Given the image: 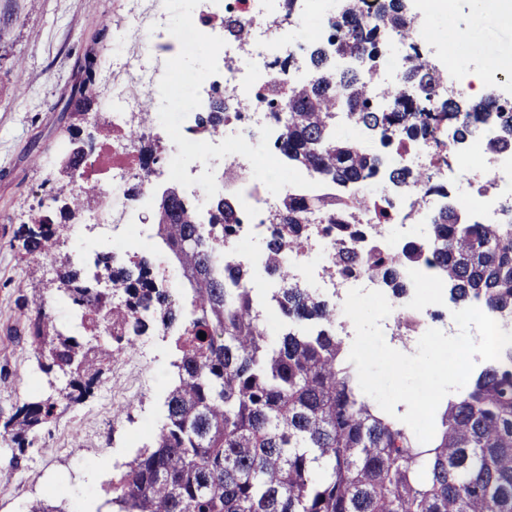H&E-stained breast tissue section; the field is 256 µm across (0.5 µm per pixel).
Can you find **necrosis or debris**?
I'll return each instance as SVG.
<instances>
[{
    "instance_id": "4bbe7bcc",
    "label": "necrosis or debris",
    "mask_w": 512,
    "mask_h": 512,
    "mask_svg": "<svg viewBox=\"0 0 512 512\" xmlns=\"http://www.w3.org/2000/svg\"><path fill=\"white\" fill-rule=\"evenodd\" d=\"M126 3L127 21L113 35L112 86L101 100L112 115V141L90 145L74 171L78 189L94 194L97 205L74 226L73 234L111 246L113 261L143 258L152 244L139 215L150 203L154 181L164 177L186 182L184 195L201 212L216 194L238 196L236 221L228 226L221 250L225 262L256 266L266 255L284 196L310 198L328 189L316 172L305 169L285 183L282 193L267 190L269 178L284 163L277 134L289 113L272 109L263 95L275 81L294 86L315 80L307 58L332 34L324 24L333 13L331 0H186L177 26L170 21L168 0ZM318 17L322 25L299 37L306 21ZM227 18L241 23L242 36L224 28ZM414 18L409 37L393 31L383 35L386 49L364 69L377 111L393 112L430 95H465L431 32L430 16L420 9ZM200 28L210 31L206 66L174 70L171 54L184 52ZM413 53L424 60L432 83L406 84ZM174 82L195 93L192 105L177 112L168 95ZM215 84L224 90V124L218 134L205 136L198 120ZM457 126L455 114L436 113L429 134L384 155L386 166L430 173L428 185L396 184L382 173L354 185V192L373 195L391 214L387 224L377 223L369 209L356 215L365 241L391 250L408 241L426 243L430 224L449 204L472 222L497 224L512 216L507 212L512 205V147L482 151L484 141L498 138V125H478L473 137L463 142L456 138ZM230 169L241 172V179L220 180V173ZM335 242V225L321 214H307L305 242L289 252L287 262L295 283L315 289L338 309L334 333L351 336L354 325L341 313L349 290L382 292L386 286L382 280L337 269ZM401 276L405 290L390 297L392 311L382 322L392 347L407 349L430 328L456 334L450 310L437 309L412 293L418 284L437 282L435 270L422 264L403 270Z\"/></svg>"
}]
</instances>
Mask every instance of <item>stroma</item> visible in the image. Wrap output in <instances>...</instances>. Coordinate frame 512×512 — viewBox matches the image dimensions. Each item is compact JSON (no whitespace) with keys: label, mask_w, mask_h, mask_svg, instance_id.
<instances>
[{"label":"stroma","mask_w":512,"mask_h":512,"mask_svg":"<svg viewBox=\"0 0 512 512\" xmlns=\"http://www.w3.org/2000/svg\"><path fill=\"white\" fill-rule=\"evenodd\" d=\"M122 0H0V409L50 392L37 369L20 314L33 297L43 298L57 325L70 326L69 307L57 298V268L35 264L16 248L23 224L39 197L63 183L59 159L70 145L73 122L64 106L81 81L87 50L112 64V34L123 21ZM466 29L485 39L488 57L512 56V24L490 10L454 0L438 14L435 33ZM155 356L108 366L101 384L79 406L48 424L37 447L19 450L0 443V464L15 462L0 481V512H28L53 485L68 512H98L136 454L129 437L147 423H161L171 387L174 340L154 337ZM139 406L116 417L133 396Z\"/></svg>","instance_id":"35a3bbf8"}]
</instances>
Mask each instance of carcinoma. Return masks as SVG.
I'll use <instances>...</instances> for the list:
<instances>
[{"label": "carcinoma", "mask_w": 512, "mask_h": 512, "mask_svg": "<svg viewBox=\"0 0 512 512\" xmlns=\"http://www.w3.org/2000/svg\"><path fill=\"white\" fill-rule=\"evenodd\" d=\"M331 26L339 53L360 54L376 44L382 30L411 34L413 17L404 0H387L375 24L361 25L353 0ZM330 57L319 49L310 58L316 79L307 85L272 88L271 103H283L291 117L278 139L286 162L309 168L345 185L373 175L382 156L363 152L336 131L338 109L386 144L427 132L420 116L454 112L462 116L459 137L471 120L498 111L485 98L472 106L428 100L395 112H377L354 70L335 78ZM97 57H84L86 78L74 88L83 105L96 99L93 73ZM224 121V94L214 90L201 132L212 135ZM52 203L73 220L85 196L62 186L49 192ZM387 211L365 197L325 194L290 196L271 235L267 270L283 287L271 301L295 324L274 339L266 334L246 266L214 270L212 228L231 223L230 202H210V229L184 199L173 202L157 237L184 270L189 288L183 306L153 285L143 260L114 265L95 260L92 278L82 277L71 259L61 262L58 292L74 309L83 333L67 334L54 324L44 304L22 312L38 370L69 380L45 398L17 406L0 424V439L24 449L33 436L70 409L101 382L103 364L131 350L151 324L177 329L175 381L165 399V416L149 446L126 464L112 482L113 512H512V351L504 362L478 373L471 386L450 400L438 416L435 435L421 443L403 422L378 411L347 362L342 337L331 331L336 311L312 288L290 284L285 253L298 247L303 214L327 213L336 225V261L343 271L381 279L395 295L403 292L399 269L434 264L456 305L478 300L497 312L512 310V220L470 224L455 206L442 209L430 226L431 246L409 242L399 251L375 247L352 252L362 236L342 222L347 210ZM21 237L25 257L56 262L59 225L36 213ZM141 286L135 315L114 305L97 284ZM206 338L200 339L199 333Z\"/></svg>", "instance_id": "carcinoma-1"}]
</instances>
